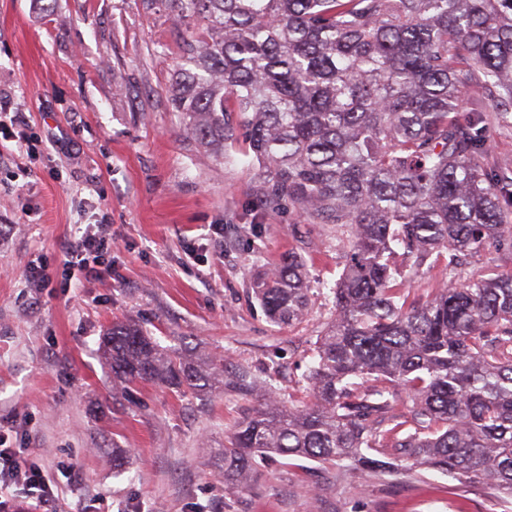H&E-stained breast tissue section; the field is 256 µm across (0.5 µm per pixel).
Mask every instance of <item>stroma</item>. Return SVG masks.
<instances>
[{
  "mask_svg": "<svg viewBox=\"0 0 512 512\" xmlns=\"http://www.w3.org/2000/svg\"><path fill=\"white\" fill-rule=\"evenodd\" d=\"M188 28L160 0H0V110L15 117L0 127V428L26 435L51 479L74 465L57 512H512L493 486L424 468L275 457L247 491L225 484L224 439L265 391L287 409L310 399L343 230L259 207L257 166L187 134L168 89ZM88 224L112 227L111 273L32 288L28 266L60 270ZM292 252L306 263L308 311L276 325L250 281ZM126 320L187 357L249 371L254 391L202 400L144 382L140 406H126L102 349Z\"/></svg>",
  "mask_w": 512,
  "mask_h": 512,
  "instance_id": "stroma-1",
  "label": "stroma"
}]
</instances>
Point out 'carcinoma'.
I'll return each instance as SVG.
<instances>
[{"label": "carcinoma", "instance_id": "carcinoma-1", "mask_svg": "<svg viewBox=\"0 0 512 512\" xmlns=\"http://www.w3.org/2000/svg\"><path fill=\"white\" fill-rule=\"evenodd\" d=\"M168 2L197 24L169 89L187 133L215 156L243 144L264 208L346 229L312 399L287 411L269 395L240 421L219 453L224 483L245 490L257 459L302 457L434 469L512 499V271L460 274L487 247L512 259V164L490 161L488 140L512 131V0ZM424 266L440 286L411 299L406 268ZM251 288L275 324L307 312L295 253ZM103 345L130 407L141 382L253 388L132 322Z\"/></svg>", "mask_w": 512, "mask_h": 512}]
</instances>
